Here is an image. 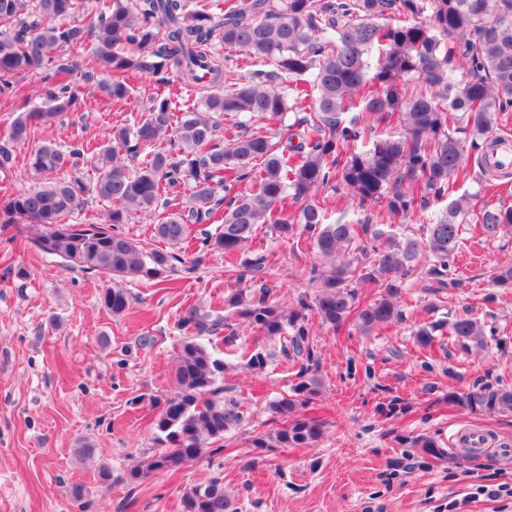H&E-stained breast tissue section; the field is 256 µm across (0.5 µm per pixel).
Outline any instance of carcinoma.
I'll use <instances>...</instances> for the list:
<instances>
[{
	"label": "carcinoma",
	"instance_id": "carcinoma-1",
	"mask_svg": "<svg viewBox=\"0 0 512 512\" xmlns=\"http://www.w3.org/2000/svg\"><path fill=\"white\" fill-rule=\"evenodd\" d=\"M87 41L93 48L81 66L62 53ZM217 43L271 69L254 70L226 89ZM79 67L109 101L130 99L132 80L143 74L165 73L185 86L206 78L219 88L181 114L165 89L137 124L113 130L94 148L42 142L25 166L51 179L0 198V224L33 226L38 252L115 280L101 293L111 313L130 306V293L116 280L160 283L181 262L172 251L145 249L117 231L138 212L153 214L157 236L173 246L190 238L193 224L221 225L203 247L235 259L239 281L267 264L266 251L253 245L259 224L272 225L294 250L312 247L323 259L310 270L319 291L311 299L299 296L288 312L264 287L231 294L222 319L195 306L184 312L180 325L190 336L177 356V390L160 402L154 422L160 448L130 469L132 483L197 460L244 423L237 403L217 385L224 360L195 337L226 328L222 341L233 343L227 318L238 317L268 340L293 331L281 352L310 361L305 311L336 331L352 317L367 332L393 323L402 318L406 280L418 259L446 288L463 224L475 221L490 239L512 229V205L479 208L476 195L456 190L472 157L485 176L504 172L490 158L504 143L496 133L498 114L512 112V0H0V96L20 102L0 135V169L12 167L13 144L77 109L70 76ZM40 68L42 96L33 104L23 81ZM401 85L411 90L402 93ZM363 113L395 130L366 138ZM226 114L233 120L221 138ZM256 126L274 127L273 135ZM143 147L149 152L130 168L122 156L135 157ZM82 163L93 178L80 170ZM186 185L192 205L168 211V195ZM323 188H340L361 206L381 204L398 223L374 224L367 215L332 221L315 202ZM220 189L236 190L222 212ZM89 194L110 204L105 222L72 223ZM432 199L448 205L426 216ZM290 201L298 204L293 215ZM414 216L422 235L398 242ZM360 288H378L380 295L357 305ZM449 330L464 346L483 343L480 324L468 315L456 317ZM271 356L258 343L242 353L253 371ZM308 370L301 367L291 392L269 404L282 425L254 435L250 447L293 448L321 439L325 423L299 413L319 386ZM448 401L512 411V388L452 392ZM182 507L236 512L218 475L190 488Z\"/></svg>",
	"mask_w": 512,
	"mask_h": 512
}]
</instances>
